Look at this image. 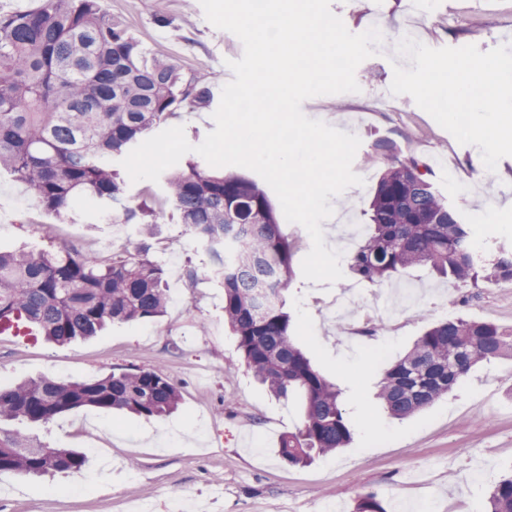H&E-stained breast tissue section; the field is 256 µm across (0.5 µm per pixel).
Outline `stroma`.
I'll return each instance as SVG.
<instances>
[{
    "label": "stroma",
    "instance_id": "1",
    "mask_svg": "<svg viewBox=\"0 0 512 512\" xmlns=\"http://www.w3.org/2000/svg\"><path fill=\"white\" fill-rule=\"evenodd\" d=\"M104 11L125 19L149 49L176 59L198 77L214 72L234 78L228 63L243 45L234 34L212 26L199 0H169L158 21L151 0H100ZM331 9L350 32L379 27L383 41L363 61L357 93L305 100L303 113L357 135L353 170L364 180L332 197L334 212L350 223H366L380 173L393 160L415 158L465 223L474 227L483 260L512 251V156L496 171L475 165L479 149L459 144L407 95L390 91L394 66L411 68L394 47L417 28L422 43L440 48L476 45L488 51L512 45V0H332ZM383 140L397 151L365 164L363 156ZM164 183L127 185L130 206L158 210V233L150 255L164 265L170 303L163 318L115 324L97 336L55 344L28 336L0 335V387L24 379L74 381L130 368H160L180 392L178 409L146 420L95 407L57 416L48 424L22 425L31 446L74 448L87 464L78 473L36 477L0 474V512H131L149 501L154 512H170L173 497L197 498L203 512H315L320 500L352 512L359 496L373 492L386 512L408 501L426 512H448L452 503L482 512L501 475L512 472V357L474 366L448 395L406 419L390 417L374 396L384 370L402 357L425 325L449 316L492 322L512 332V281L456 282L410 268L394 281L369 283L344 274L335 283H314L301 263L311 239L299 224L283 222L291 244L293 278L286 293L292 331L303 351L342 389L352 429L347 448L291 467L279 456L281 437L299 426L298 398L275 399L247 371L234 336L224 325V289L209 275L204 245L174 223L162 202ZM36 195L0 169V248L52 249L41 227L53 223ZM62 240L82 252L109 256L135 250L140 238L113 240L99 206L78 202ZM197 271L189 284L188 267ZM418 291L416 304L387 322L385 350L375 337L348 340L347 322L333 318L336 302L347 300L351 319L369 316L372 299L393 289ZM208 331L199 334L198 320ZM350 319V320H351Z\"/></svg>",
    "mask_w": 512,
    "mask_h": 512
}]
</instances>
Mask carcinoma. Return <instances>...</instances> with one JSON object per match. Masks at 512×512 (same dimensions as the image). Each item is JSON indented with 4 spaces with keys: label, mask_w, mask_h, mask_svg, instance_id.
Masks as SVG:
<instances>
[{
    "label": "carcinoma",
    "mask_w": 512,
    "mask_h": 512,
    "mask_svg": "<svg viewBox=\"0 0 512 512\" xmlns=\"http://www.w3.org/2000/svg\"><path fill=\"white\" fill-rule=\"evenodd\" d=\"M214 83L189 78L172 58L149 51L99 0H42L34 11L0 13V168L26 185L60 222L78 198L96 200L119 223L138 226L136 253L109 262L67 245L0 251V324L30 325L48 341L96 335L114 322L165 315V270L149 257L156 222L146 206L126 204L112 168L143 136L181 109L213 100ZM177 223L201 241L224 287V322L255 379L277 398L297 396L303 419L280 440L293 466L350 444L342 390L317 370L290 331L284 293L293 271L290 244L258 184L195 163L165 174ZM471 227L415 160L383 171L369 204V223L348 256L351 273L370 283L427 267L451 280H512V253L499 252L486 271L471 248ZM512 353V339L493 323L448 318L429 326L387 369L377 398L388 413L414 415L448 394L480 361ZM177 387L159 369L135 368L60 383L24 381L0 390V421L48 422L92 406L145 418L177 409ZM83 453L29 448L15 430L0 442V472L42 476L79 472ZM354 512H386L374 493ZM485 512H512V476L499 480Z\"/></svg>",
    "instance_id": "1"
}]
</instances>
